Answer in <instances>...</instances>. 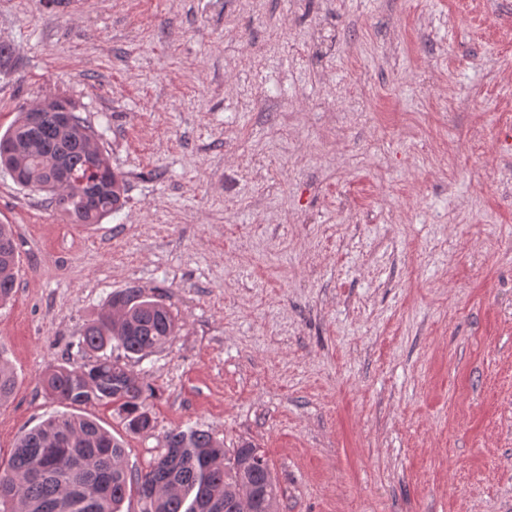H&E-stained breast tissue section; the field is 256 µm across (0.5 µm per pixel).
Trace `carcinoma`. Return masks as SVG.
<instances>
[{
  "mask_svg": "<svg viewBox=\"0 0 512 512\" xmlns=\"http://www.w3.org/2000/svg\"><path fill=\"white\" fill-rule=\"evenodd\" d=\"M74 128H61L56 114L43 113L33 123L27 108L0 136V169L19 187L50 195V204L70 224H99L120 211L125 180L112 169L104 151L93 154L92 126L73 113ZM15 234L0 224V305L16 284ZM179 325L160 300L136 285L113 294L85 325L80 348L89 360L48 367L42 383L71 408L28 431L17 443L7 467H0V512H121L131 492L144 512H241L244 488L262 492L257 512H279V485L264 454L243 442L227 452L207 430L174 429L164 438L165 451L134 476L124 466L125 448L94 420L74 413L91 403H111L127 429L152 427L146 408L150 388L133 377L118 359L99 355L108 346L124 357H142L167 343ZM16 378L0 357V402L14 392Z\"/></svg>",
  "mask_w": 512,
  "mask_h": 512,
  "instance_id": "carcinoma-1",
  "label": "carcinoma"
}]
</instances>
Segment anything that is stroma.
Segmentation results:
<instances>
[{"instance_id":"35a3bbf8","label":"stroma","mask_w":512,"mask_h":512,"mask_svg":"<svg viewBox=\"0 0 512 512\" xmlns=\"http://www.w3.org/2000/svg\"><path fill=\"white\" fill-rule=\"evenodd\" d=\"M0 133L76 102L125 207L69 224L0 173L14 296L0 462L48 364L138 284L151 430L264 452L281 512H512V0H0Z\"/></svg>"}]
</instances>
